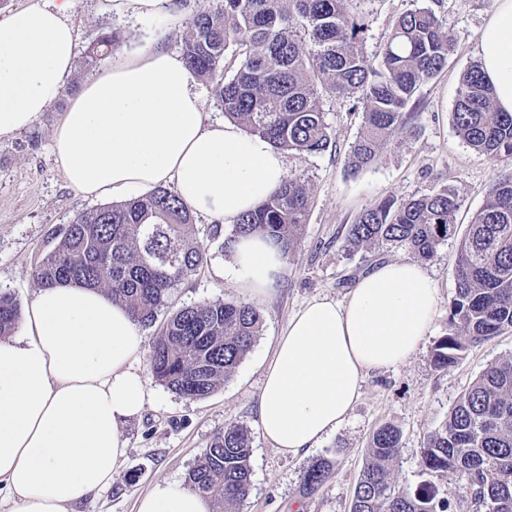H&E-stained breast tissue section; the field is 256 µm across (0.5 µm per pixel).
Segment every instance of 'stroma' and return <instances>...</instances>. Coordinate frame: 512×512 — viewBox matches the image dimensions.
<instances>
[{"label": "stroma", "mask_w": 512, "mask_h": 512, "mask_svg": "<svg viewBox=\"0 0 512 512\" xmlns=\"http://www.w3.org/2000/svg\"><path fill=\"white\" fill-rule=\"evenodd\" d=\"M176 3L178 19L132 23L102 12L99 0H71L67 20L77 38L71 85H82L100 72V65L85 66L84 55L104 32H118L115 52L119 55L146 46L158 33L163 36L162 48L180 51L186 18L208 8L212 0ZM418 4L438 13L454 40V51L443 70L418 88L409 128L393 137L378 161L356 172L350 169L347 156L361 129V114L354 110L352 99L324 100L331 137L328 150L305 157L287 150L282 153L289 177L309 183L311 205L299 245L285 263L275 293L255 302L263 328L251 351L231 377L203 399L184 398L150 382L153 401L122 428L128 451L111 486L76 505L74 512H137L139 498L157 481H184L203 449L230 423L246 427L252 436V485L239 512H350L357 477L380 426L393 425L401 435L392 484L416 488L425 479L421 454L428 434L489 363L512 358L511 329L469 348L449 370L434 368L433 350L448 333L449 306L455 294L453 255L458 242L451 239L425 264L437 282L440 304L424 348L396 368L368 372L348 418L311 451L281 454L260 430L258 401L265 370L289 318L312 300H343L373 264L412 256L404 247L349 250L345 237L358 214L387 198L401 201L449 187L459 198L455 222L463 229L483 206L496 175L512 171V159L496 161L474 150L457 136L452 122L461 77L479 60L480 32L495 9V0H354L355 12L367 24V54H379L396 18ZM71 101V94L63 93L31 128L0 137V290L12 293L22 307L38 290L36 267L55 246L54 231L98 205L97 200L69 189L52 154L54 131ZM201 243L207 259L197 275L174 291L171 309L242 298L233 279L219 274L231 261L230 251L206 237ZM322 457L335 459L338 465L318 492L304 494V473Z\"/></svg>", "instance_id": "1"}]
</instances>
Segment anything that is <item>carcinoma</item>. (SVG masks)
Segmentation results:
<instances>
[{
	"label": "carcinoma",
	"instance_id": "cac0c4a2",
	"mask_svg": "<svg viewBox=\"0 0 512 512\" xmlns=\"http://www.w3.org/2000/svg\"><path fill=\"white\" fill-rule=\"evenodd\" d=\"M353 0H216L187 25L182 55L203 80L214 83L224 114L277 149L316 155L330 144L324 95L354 98L363 125L348 164L375 163L391 138L406 130L407 108L419 86L445 67L454 48L443 21L416 6L394 23L383 51H364L365 22ZM117 33L102 35L89 62L115 50ZM241 57L232 78L224 60ZM457 135L499 160L512 158V113L500 111L478 63L463 74L452 113ZM311 202L309 185L287 179L256 209L232 225L225 244L241 236L273 241L292 256ZM459 201L453 189L408 201L385 199L365 208L350 226L347 247H406L430 261L457 234ZM58 244L41 259V287L74 282L99 288L150 325L169 306L172 292L203 264L191 209L165 187L120 204L79 213L61 229ZM456 289L448 335L434 349L433 366L447 370L473 345L512 329V173L498 177L461 237L454 258ZM18 303L0 291V336L13 333ZM249 302L222 299L182 307L166 318L147 355L153 377L189 399H203L228 379L262 331ZM399 430L380 426L355 484L351 512H512V359L486 366L447 419L427 437L415 489L392 484ZM248 429L227 424L187 472L185 483L219 512H238L251 490ZM336 460L320 458L303 476L312 494ZM452 473L469 489H441Z\"/></svg>",
	"mask_w": 512,
	"mask_h": 512
}]
</instances>
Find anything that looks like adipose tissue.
<instances>
[{
  "mask_svg": "<svg viewBox=\"0 0 512 512\" xmlns=\"http://www.w3.org/2000/svg\"><path fill=\"white\" fill-rule=\"evenodd\" d=\"M480 38L498 107L512 112V0ZM71 0L0 19V137L30 128L65 90L76 57ZM140 22L172 15L173 0H101ZM182 55L147 46L85 82L58 125L53 155L85 198L129 199L173 185L193 211L236 223L286 180L281 153L234 121L205 123ZM284 259L270 240L232 247L230 274L250 298L275 292ZM440 296L419 263L373 265L343 301L313 300L288 321L265 372L263 436L283 454L314 448L344 422L369 371L395 368L432 332ZM136 322L106 292L39 289L18 332L0 337V496L8 512H70L112 483L127 443L121 428L153 397ZM210 499L163 480L137 512H212Z\"/></svg>",
  "mask_w": 512,
  "mask_h": 512,
  "instance_id": "obj_1",
  "label": "adipose tissue"
}]
</instances>
